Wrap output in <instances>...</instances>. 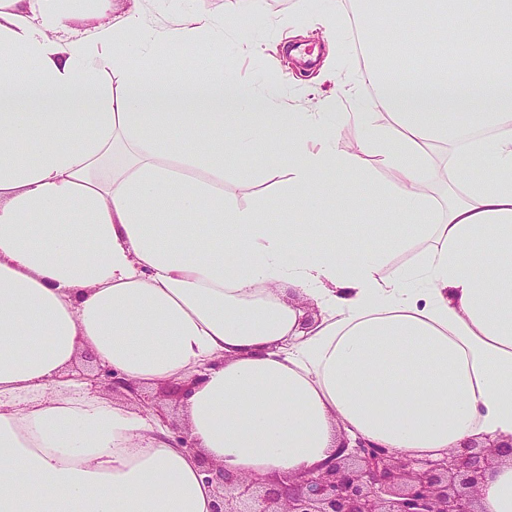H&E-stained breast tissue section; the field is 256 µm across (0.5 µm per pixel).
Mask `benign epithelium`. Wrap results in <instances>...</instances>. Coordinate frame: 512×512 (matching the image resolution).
<instances>
[{
    "instance_id": "1",
    "label": "benign epithelium",
    "mask_w": 512,
    "mask_h": 512,
    "mask_svg": "<svg viewBox=\"0 0 512 512\" xmlns=\"http://www.w3.org/2000/svg\"><path fill=\"white\" fill-rule=\"evenodd\" d=\"M108 386L149 410L138 388L97 365ZM512 452V441L469 443L441 458H411L363 439L343 442L329 464L304 475L274 481L233 477L206 466L215 483L213 512H483L485 473Z\"/></svg>"
}]
</instances>
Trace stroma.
Listing matches in <instances>:
<instances>
[{"mask_svg":"<svg viewBox=\"0 0 512 512\" xmlns=\"http://www.w3.org/2000/svg\"><path fill=\"white\" fill-rule=\"evenodd\" d=\"M138 5L164 24L197 10L223 20L225 73L257 90L264 101L273 104L275 111H305L320 102L325 111L349 112L356 98L370 93L360 79V60L346 49L353 35V23L337 27L331 40L322 37V22L334 8L332 0H264L261 14L255 19L236 14L232 0H139ZM137 41V34L131 32L118 46L120 64L112 71L113 86H121L147 62L163 76H176V59L200 56L208 49L204 43L161 48L146 62L139 54ZM287 42L317 49L322 56L332 55L330 74L313 81L288 64L283 49ZM287 188V155L280 136L270 137L264 158L244 156L224 165L225 195L243 207L261 205L263 216L275 212L280 223L292 224L300 215L288 212L282 203Z\"/></svg>","mask_w":512,"mask_h":512,"instance_id":"stroma-1","label":"stroma"}]
</instances>
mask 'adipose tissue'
I'll return each instance as SVG.
<instances>
[{
    "instance_id": "ef3b65f1",
    "label": "adipose tissue",
    "mask_w": 512,
    "mask_h": 512,
    "mask_svg": "<svg viewBox=\"0 0 512 512\" xmlns=\"http://www.w3.org/2000/svg\"><path fill=\"white\" fill-rule=\"evenodd\" d=\"M355 2L376 101L276 115L242 111L247 86L195 57L194 81L113 87L127 32L222 48L206 12L158 26L135 7L64 40L71 0H0V512H211L209 464L273 479L344 436L417 458L512 440V0ZM402 56L428 64L388 68ZM376 103L391 128L340 149L336 127L369 126ZM273 132L283 202L316 223L268 224L224 193L225 162ZM436 144L451 198L434 224ZM370 154L400 184L381 206L335 183ZM340 206L369 212L374 248L347 245ZM415 246L390 266L386 248ZM289 292L319 307L309 329ZM84 352L140 385L189 384L194 449L85 394L69 372ZM482 504L512 512V464L487 472Z\"/></svg>"
}]
</instances>
